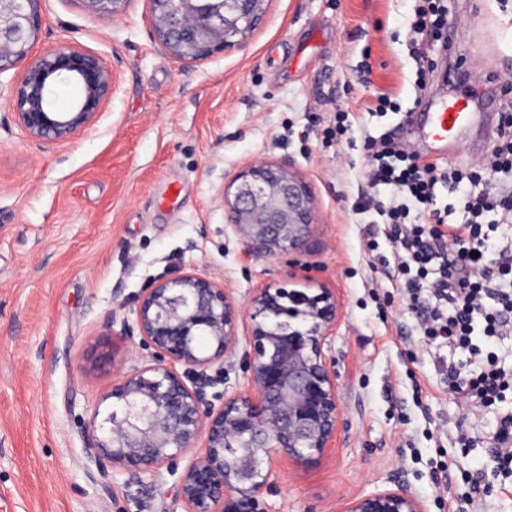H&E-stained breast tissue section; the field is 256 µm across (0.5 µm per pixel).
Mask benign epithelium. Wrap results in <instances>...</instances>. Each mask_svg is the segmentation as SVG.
<instances>
[{"mask_svg": "<svg viewBox=\"0 0 512 512\" xmlns=\"http://www.w3.org/2000/svg\"><path fill=\"white\" fill-rule=\"evenodd\" d=\"M40 0H0V74L27 60L42 27ZM92 13H118L128 0H82ZM161 44L196 61L243 39L261 19V0H150ZM66 76L79 95L65 112L48 109L49 82ZM112 88L101 59L57 48L30 62L11 98L18 123L38 142L69 141L94 119ZM234 233L259 257L298 255L315 226V200L291 165L256 163L224 193ZM134 334L155 363L124 377L101 398L86 453L98 475L120 467L158 474L188 456L178 480L185 512H267L273 457L315 464L336 439L340 405L336 361L324 346L338 305L326 288H262L248 307L246 393H209L224 383L214 365L236 353L238 306L224 284L199 273L156 279L135 300ZM202 449H197L198 443ZM344 512H425L403 486L351 498Z\"/></svg>", "mask_w": 512, "mask_h": 512, "instance_id": "7a95c632", "label": "benign epithelium"}]
</instances>
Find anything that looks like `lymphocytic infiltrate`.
Listing matches in <instances>:
<instances>
[{"label":"lymphocytic infiltrate","mask_w":512,"mask_h":512,"mask_svg":"<svg viewBox=\"0 0 512 512\" xmlns=\"http://www.w3.org/2000/svg\"><path fill=\"white\" fill-rule=\"evenodd\" d=\"M367 177L384 191L376 205H356V213L376 209L393 224V268L413 309L419 310L421 333L428 340L469 353L477 363L464 385L491 406L512 393V366L495 347L512 335V265L492 268L491 256L512 253L495 234L512 221V187L497 184L473 191L482 173L450 172L420 163L417 155L400 150L391 137L369 141ZM458 187L463 212L462 233L441 231L447 214L435 206V187Z\"/></svg>","instance_id":"obj_1"}]
</instances>
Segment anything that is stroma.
<instances>
[{"label": "stroma", "instance_id": "1", "mask_svg": "<svg viewBox=\"0 0 512 512\" xmlns=\"http://www.w3.org/2000/svg\"><path fill=\"white\" fill-rule=\"evenodd\" d=\"M34 53L73 47L98 55L112 94L95 121L63 144L30 139L9 106L27 66L0 75V512H185L177 478L115 470L101 483L86 429L101 394L153 362L121 335L113 311L155 277L196 272L223 282L247 340L251 297L266 286L329 289L339 320L325 352L336 360L341 417L318 463L273 462L269 512H342L352 497L407 487L427 512H455L462 473L491 486L483 512H512L492 474L498 410L455 392L388 266L390 225L355 214L374 193L366 142L391 132L428 148L404 112L416 100L421 43L428 89L457 93V74L497 73L512 105V0H448L460 34L444 53L414 35L415 0H266L239 44L195 62L173 58L149 0L96 14L82 0H41ZM386 93L400 113L367 111ZM352 127L325 141L337 109ZM291 163L309 184L316 226L299 261L249 254L228 224L224 189L254 162ZM182 188L165 202L169 184ZM471 446L460 449V431ZM451 485L435 479L437 461Z\"/></svg>", "mask_w": 512, "mask_h": 512}]
</instances>
